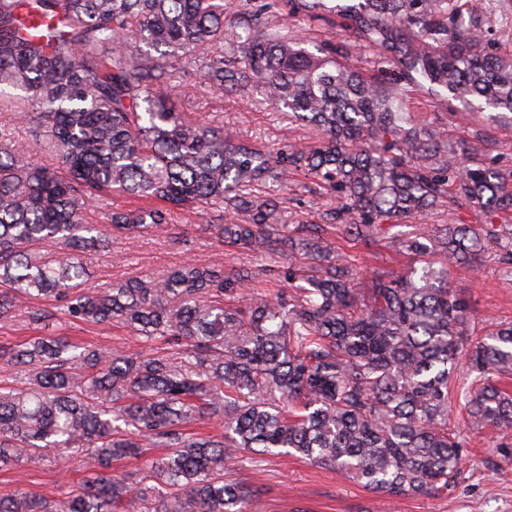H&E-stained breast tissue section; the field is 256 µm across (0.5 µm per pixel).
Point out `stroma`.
Returning a JSON list of instances; mask_svg holds the SVG:
<instances>
[{"instance_id": "obj_1", "label": "stroma", "mask_w": 512, "mask_h": 512, "mask_svg": "<svg viewBox=\"0 0 512 512\" xmlns=\"http://www.w3.org/2000/svg\"><path fill=\"white\" fill-rule=\"evenodd\" d=\"M193 118L235 131L263 149H285L292 144L310 145L311 130L271 110L252 94L203 99L197 83H190L180 100ZM449 141L467 140L480 145L481 160L512 173V119L488 118L456 108L447 125ZM300 174H289L282 189L292 224L318 222L330 204L325 195L313 193ZM330 248L350 255L355 264L373 272H401L412 266L410 256L397 253L383 240L366 250L349 248L340 233L329 239ZM192 260L219 268L245 266L258 271L274 265L273 257L251 251L225 254L224 247L206 227L204 218L187 213L175 216L168 228L127 241H115L108 249L83 254L87 287L104 288L132 277L159 276ZM449 285L463 293L473 311L470 328L483 334L494 324L512 323V277H507L494 257L480 268L453 267ZM50 334L128 353L143 351L140 338L121 325L68 324L55 320ZM468 453L455 490L435 497L394 499L369 492L357 482L316 467L297 456H266L255 463L239 460L237 478L252 484L258 495L253 512H512V459L498 451L499 443L512 442V431L465 430ZM87 477L75 459L40 467L19 465L0 472V496L20 490L46 497L59 487L81 484Z\"/></svg>"}]
</instances>
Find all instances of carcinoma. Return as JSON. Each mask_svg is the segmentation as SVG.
Here are the masks:
<instances>
[{
    "label": "carcinoma",
    "mask_w": 512,
    "mask_h": 512,
    "mask_svg": "<svg viewBox=\"0 0 512 512\" xmlns=\"http://www.w3.org/2000/svg\"><path fill=\"white\" fill-rule=\"evenodd\" d=\"M0 0V86L26 93L18 112L45 156L30 159L0 123V321L41 329L116 322L146 353L39 336L0 346V470L79 451L90 476L54 498L17 492L0 512H249L256 490L228 476L246 452L278 449L390 497L454 489L472 428L512 429V324L476 337L451 268L493 252L512 275V182L473 159L478 149L422 125V92L439 115L456 102L512 115V0ZM339 18L342 39H305L288 21ZM355 50L374 66L348 62ZM195 67L221 93L256 92L309 126L313 147L265 150L177 109ZM300 171L332 202L320 224L288 228L269 188ZM116 193L155 206L112 208ZM222 208L227 248L273 253L278 288L249 294L257 273L185 263L162 277L86 288L85 251ZM448 207L485 216L433 224L398 241L435 260L368 274L334 254L338 231L369 248L385 226ZM214 418L224 432L188 424ZM165 452L121 474L112 461Z\"/></svg>",
    "instance_id": "obj_1"
}]
</instances>
